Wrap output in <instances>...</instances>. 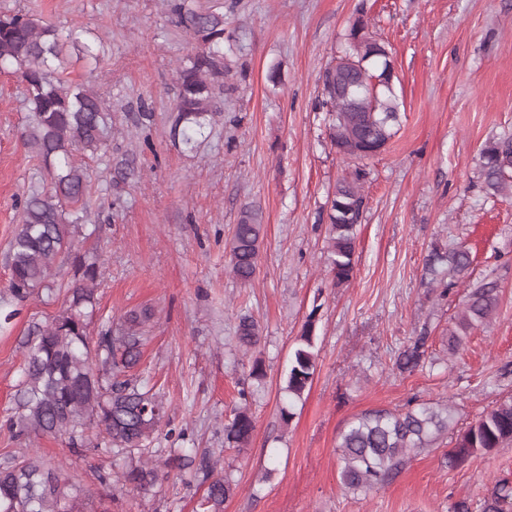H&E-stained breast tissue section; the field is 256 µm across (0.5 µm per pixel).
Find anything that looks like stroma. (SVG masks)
Masks as SVG:
<instances>
[{"label": "stroma", "mask_w": 512, "mask_h": 512, "mask_svg": "<svg viewBox=\"0 0 512 512\" xmlns=\"http://www.w3.org/2000/svg\"><path fill=\"white\" fill-rule=\"evenodd\" d=\"M232 36L225 58L233 90L197 152L171 136L176 69L196 51L164 0H0V14L41 17L61 31L102 38L92 62L66 46L60 76L84 83L112 114L95 155L77 161L91 176L87 211L71 251L52 264L56 284L73 280L72 256L96 252L97 324L144 307L136 376L167 404L156 447L209 450L232 471L237 492L224 512H448L467 500L482 512L500 480L512 482V444L449 469L457 431L512 398V198H490L479 179L484 143L512 132V0H223ZM365 16L385 42L402 103L395 136L377 156L340 157L318 108L319 76L346 49ZM280 70V86L268 80ZM151 113L142 122L141 113ZM29 106L16 74L0 71V290L4 256L30 188L50 180L23 132ZM366 172L367 208L357 226L354 276L332 281L325 244L328 197L338 178ZM252 206L264 228L256 279L233 278L225 250L240 211ZM465 245L471 264L434 284V247ZM498 285L491 322L448 348V329L470 290ZM0 333V420L14 403L23 342L59 303L33 298ZM262 328L244 351L240 316ZM314 317L317 371L283 419L284 373L307 317ZM426 339L425 360L396 370L401 351ZM265 377L249 401L256 428L247 447L224 442L254 360ZM455 410L454 429L411 452L392 478L367 492L339 479V442L362 413L405 409L409 401ZM38 449L77 489L97 488L112 468L103 452L73 454L51 436L13 438L0 423V460ZM207 486L170 471L151 490L127 486L95 497L94 512H199Z\"/></svg>", "instance_id": "obj_1"}]
</instances>
